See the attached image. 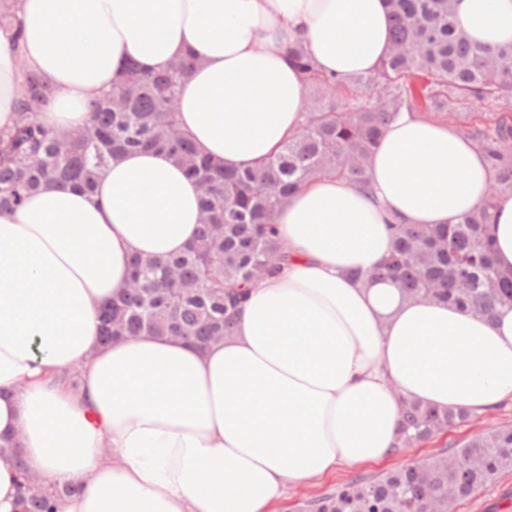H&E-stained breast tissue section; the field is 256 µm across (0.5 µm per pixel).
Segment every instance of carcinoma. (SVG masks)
<instances>
[{
  "instance_id": "carcinoma-1",
  "label": "carcinoma",
  "mask_w": 512,
  "mask_h": 512,
  "mask_svg": "<svg viewBox=\"0 0 512 512\" xmlns=\"http://www.w3.org/2000/svg\"><path fill=\"white\" fill-rule=\"evenodd\" d=\"M391 48L377 70L342 82L318 71L302 42L287 51L307 96L301 130L255 168L228 171L200 153L177 121L182 83L197 60L174 59L161 72L129 61L88 105L85 125L45 127L49 83L30 71L12 123L0 128V214L19 209L47 184L95 194L112 160L138 149L165 151L203 186L201 224L187 249L168 258L131 259L129 283L100 308L99 340L178 336L205 348L233 335L251 289L288 263L273 216L286 196L315 178L336 175L368 187L367 164L400 113L457 117V131L485 153L494 171L481 207L456 224L390 225L392 248L369 280L387 278L409 298L454 305L491 318L512 307V270L500 269L488 235L495 200L512 193V44L473 45L458 24L454 0H387ZM0 26L20 29L18 0H0ZM492 100L487 119L461 115L464 102ZM482 414L403 401L393 454L432 443ZM512 471V424L446 442L435 455L303 502L299 512H448ZM22 474L24 512H57L61 495Z\"/></svg>"
}]
</instances>
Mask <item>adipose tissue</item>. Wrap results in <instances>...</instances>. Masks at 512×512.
<instances>
[{"label": "adipose tissue", "instance_id": "1", "mask_svg": "<svg viewBox=\"0 0 512 512\" xmlns=\"http://www.w3.org/2000/svg\"><path fill=\"white\" fill-rule=\"evenodd\" d=\"M477 46L512 43V0H455ZM0 28V127L25 70L54 94L46 127L71 131L128 59L160 70L184 52L177 119L228 168L276 153L303 121L286 50L347 79L390 48L386 0H20ZM19 42L21 55L10 45ZM369 191L324 176L276 214L290 256L252 289L234 336L204 351L165 336L109 345L98 309L128 259L194 239L201 191L168 155L130 152L97 196L54 185L0 215V512L20 474L79 486L58 512H276L286 487L388 458L403 400L483 413L512 401V308L494 321L352 278L390 249L388 225L454 224L485 200L484 153L448 123L401 114L368 161ZM489 232L512 269V195Z\"/></svg>", "mask_w": 512, "mask_h": 512}]
</instances>
